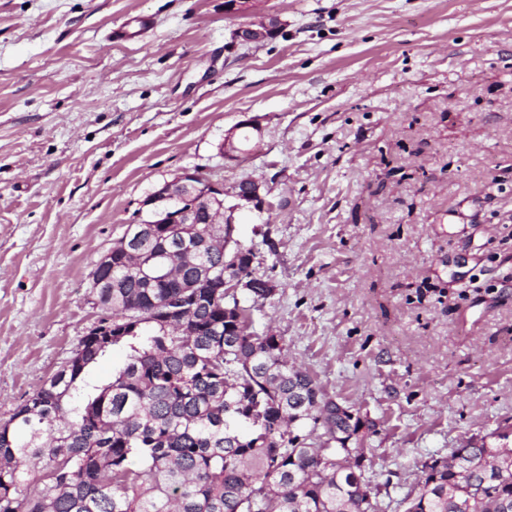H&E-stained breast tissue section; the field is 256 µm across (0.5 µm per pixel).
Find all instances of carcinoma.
<instances>
[{
    "mask_svg": "<svg viewBox=\"0 0 512 512\" xmlns=\"http://www.w3.org/2000/svg\"><path fill=\"white\" fill-rule=\"evenodd\" d=\"M209 265L224 266V228L175 224ZM196 288L200 302L175 328L154 310L199 282L197 267L152 282L126 275L123 240L92 288L112 321L84 336L83 355L0 423V512H385L390 483L359 467L375 424L336 414L314 378L288 362L283 337L251 330L271 292ZM114 346L128 350L105 385L89 368ZM493 446L453 448L417 468L404 512H512V430ZM36 487L27 493L28 477Z\"/></svg>",
    "mask_w": 512,
    "mask_h": 512,
    "instance_id": "obj_1",
    "label": "carcinoma"
}]
</instances>
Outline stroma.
I'll list each match as a JSON object with an SVG mask.
<instances>
[{
    "mask_svg": "<svg viewBox=\"0 0 512 512\" xmlns=\"http://www.w3.org/2000/svg\"><path fill=\"white\" fill-rule=\"evenodd\" d=\"M283 29L250 46L240 20ZM151 19L138 39L110 29ZM262 120L258 150L225 133ZM260 180L255 328L368 411L394 501L512 426V0H0V421L104 315L100 258L159 183ZM239 129H251L256 137H260L262 133V124L260 118L257 116L248 117L238 122L224 138V159L233 162H240L246 156L250 155L257 147L258 143L250 147V140L247 139L248 133L243 132L241 135V144L244 149L239 148L234 144V137ZM248 149V150H247ZM247 150V151H246Z\"/></svg>",
    "mask_w": 512,
    "mask_h": 512,
    "instance_id": "35a3bbf8",
    "label": "stroma"
}]
</instances>
